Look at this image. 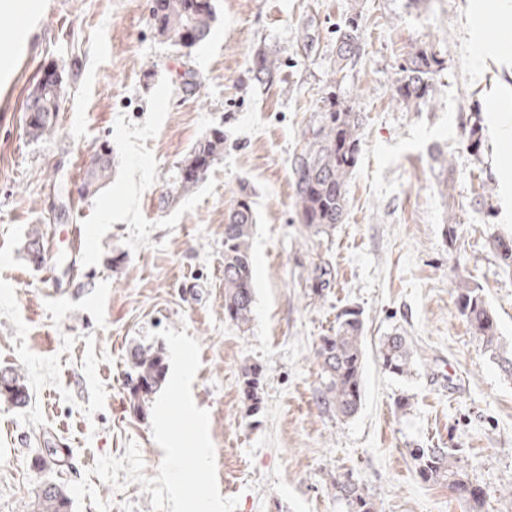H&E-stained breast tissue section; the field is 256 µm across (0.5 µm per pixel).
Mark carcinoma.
I'll return each mask as SVG.
<instances>
[{
    "mask_svg": "<svg viewBox=\"0 0 512 512\" xmlns=\"http://www.w3.org/2000/svg\"><path fill=\"white\" fill-rule=\"evenodd\" d=\"M151 18L160 37L174 46L185 44L183 32L191 28L198 41L208 39L214 8L211 0H157ZM359 18L354 13L336 27V59L327 84L324 107L304 136L302 147L293 153L291 171L298 224L308 236L326 235L342 223L346 214V189L356 165L360 146V113L342 99V83L346 72L360 56ZM443 69V61L433 50L416 47L399 65L396 84L397 100L407 106L425 102L431 82ZM252 71L258 82L274 81L279 65L264 52L254 55ZM43 99L44 111L27 122L29 133L39 137L53 129L60 103L37 83L29 100ZM224 148V132L215 131L200 142L179 168L175 184L185 189L194 185L208 170L211 162ZM109 180V165L97 157L91 162L86 186L101 188ZM255 224L252 201L241 188V200L230 209L224 224V317L238 328L249 326L255 304L253 258L250 239ZM332 272L318 265L307 277L309 290L322 296L331 286ZM456 304L489 360L512 379V347L502 341L495 315L482 291L461 280L456 283ZM364 323L362 312L346 308L337 315L336 329L322 336L314 354L319 366L316 398L320 406L342 418H350L362 402ZM379 358L390 374L402 377L410 373L412 350L407 337L392 333L382 340ZM134 378L129 388L128 408L136 415L146 414L151 396L166 379L168 366L160 348L136 345L129 351ZM241 394L246 410L256 413L262 403L261 373L255 366L241 370ZM0 401L16 408L27 406L29 391L24 373L17 368L0 369ZM416 471L426 482L448 484L468 512H478L483 489L474 483L455 459L453 448H412L409 450ZM68 454L63 448H45L33 459L44 469L52 464L63 467ZM337 497L347 512H375L373 499L353 476L345 475L333 482ZM72 497L63 486L46 482L40 486L31 505V512H72Z\"/></svg>",
    "mask_w": 512,
    "mask_h": 512,
    "instance_id": "obj_1",
    "label": "carcinoma"
}]
</instances>
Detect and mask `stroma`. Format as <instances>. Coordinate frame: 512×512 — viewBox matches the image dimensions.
Listing matches in <instances>:
<instances>
[{
    "mask_svg": "<svg viewBox=\"0 0 512 512\" xmlns=\"http://www.w3.org/2000/svg\"><path fill=\"white\" fill-rule=\"evenodd\" d=\"M210 37L164 42L152 0H42L27 26L0 7L12 37L0 64V369L21 368L30 402L0 401V512H27L43 483L69 488L72 512H152L140 484L94 475L103 455L135 443L146 476L164 455L150 417L127 405V352L186 331L201 347L192 384L208 410L218 488L235 512H346L333 483L353 478L377 512H466L447 485L419 479L413 448L457 449L483 487L480 512H512V380L484 355L461 317L455 285L480 287L512 345V267L493 247L512 241V14L501 0H214ZM358 13L360 57L342 95L362 116L347 210L331 235L305 237L294 209L292 155L323 107L336 27ZM493 39L482 53L475 24ZM444 62L427 102L395 98L412 48ZM276 56L273 84L255 80L257 51ZM61 80L54 127L29 135L26 101L45 69ZM478 127L480 144L467 133ZM224 150L194 186L178 166L214 130ZM107 152V186L81 187ZM453 164L443 172L437 155ZM253 201L255 308L248 331L224 316V216ZM458 229L456 243L446 236ZM78 226L75 267L34 266L32 227L57 253ZM120 264H113V256ZM332 286L308 297L307 272ZM347 306L364 321V399L343 420L315 400L314 350ZM413 350L411 375L386 372L385 336ZM260 365L263 404L246 415L241 369ZM67 466L35 470L50 445Z\"/></svg>",
    "mask_w": 512,
    "mask_h": 512,
    "instance_id": "35a3bbf8",
    "label": "stroma"
}]
</instances>
